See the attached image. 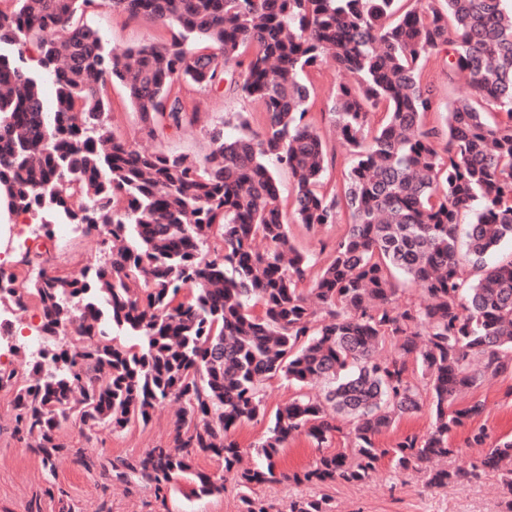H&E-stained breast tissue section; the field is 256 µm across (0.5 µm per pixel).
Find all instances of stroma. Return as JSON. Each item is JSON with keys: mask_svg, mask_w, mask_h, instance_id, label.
Instances as JSON below:
<instances>
[{"mask_svg": "<svg viewBox=\"0 0 512 512\" xmlns=\"http://www.w3.org/2000/svg\"><path fill=\"white\" fill-rule=\"evenodd\" d=\"M82 23L98 30L108 46L124 52L151 42L157 35L154 26L140 19L112 10L108 0H95L93 8L81 18ZM341 75L334 59H327L316 77L314 104L309 118L335 150L337 161L325 173L328 184H335L351 157L341 148L333 134L329 108ZM184 96L199 108L198 120L192 126L176 131L167 129L148 135L141 128L136 112L128 103L125 88L119 83L108 87L114 110V129L138 150H165L187 155L201 162L211 150L209 132L215 124H223L225 137L240 133L237 113H259L260 103L241 97L228 86L203 92L195 85L184 84ZM476 397L486 400L483 417L490 439L512 435V376H499L484 381ZM10 396L0 391V512H61L62 504H70L73 512H241L242 503L234 489L210 497H196L186 482H179L167 498H160L153 484L117 479L111 468L113 460L145 454L156 445L171 441L180 409L179 402L167 400L157 406L147 425L121 433L102 431L94 445H87L79 428H68L63 434L67 449L55 461L56 479L48 481L40 457L24 443L18 442L10 430ZM337 433L325 449H318L306 436L290 440L283 450L278 467L284 471L299 470L312 463L319 453L334 454L350 447L352 426L337 419ZM90 447L94 465L84 468L75 461L74 453ZM425 470L394 473L388 461H381L372 475L359 483H335L320 487L296 486L287 482L255 486L256 498L286 512L291 498L298 495L327 496L334 512H500L502 504L512 499L496 473H488L479 482L431 488L426 484Z\"/></svg>", "mask_w": 512, "mask_h": 512, "instance_id": "1", "label": "stroma"}]
</instances>
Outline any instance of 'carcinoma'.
<instances>
[{"label":"carcinoma","mask_w":512,"mask_h":512,"mask_svg":"<svg viewBox=\"0 0 512 512\" xmlns=\"http://www.w3.org/2000/svg\"><path fill=\"white\" fill-rule=\"evenodd\" d=\"M13 2L0 10V205L30 215L36 241L64 218L101 254L60 275L38 243L0 271V302L41 313L46 347L20 369L0 367V390L12 434L44 467L64 451L66 428L90 442L146 425L170 398L182 404L172 440L112 464L115 477L158 493L190 478L208 496L230 474L242 512H269L248 494L255 485L356 483L385 457L420 468L457 453L461 429L467 444H486V402L460 395L512 375V256L486 264L512 237V0H110L163 31L122 53L77 21L94 0ZM442 52L469 88L444 112L426 73ZM329 57L346 76L331 117L352 156L333 188L308 118L310 77ZM228 74L262 112L239 115L233 139L214 126L205 164L115 133L108 84L125 87L154 133L196 121L182 83L213 89ZM279 166L293 179L294 222L344 226L321 265L289 241ZM258 236L272 245L263 254L251 246ZM400 276L420 301L399 302ZM273 377L300 392L255 445L265 466L244 468L235 433L266 416ZM312 381L330 384L324 396L302 392ZM425 406L429 433L377 446ZM338 413L352 422L351 448L278 470L290 439L327 442ZM202 453L223 459L224 473L196 470ZM489 472L512 490V436L427 473V485ZM288 512L333 510L298 497ZM465 437L466 431L461 430L454 438L456 443L463 446L459 454L444 459H435L431 463L427 464V469H452L457 466L464 465L470 460L478 458L486 452L487 448L485 447H466L464 445Z\"/></svg>","instance_id":"obj_1"}]
</instances>
